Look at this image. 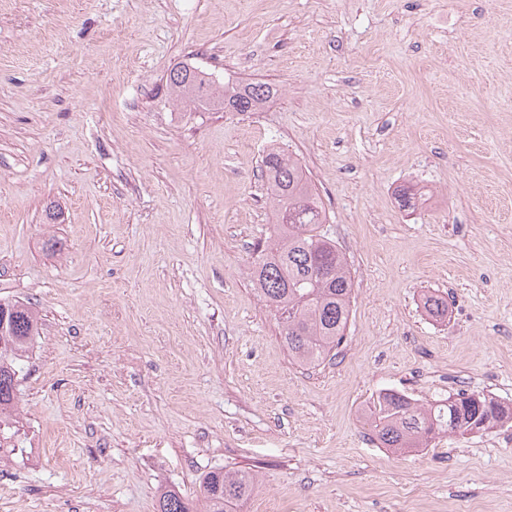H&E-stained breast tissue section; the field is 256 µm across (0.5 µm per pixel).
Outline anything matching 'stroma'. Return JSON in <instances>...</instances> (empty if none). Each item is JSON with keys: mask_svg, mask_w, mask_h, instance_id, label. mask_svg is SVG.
<instances>
[{"mask_svg": "<svg viewBox=\"0 0 512 512\" xmlns=\"http://www.w3.org/2000/svg\"><path fill=\"white\" fill-rule=\"evenodd\" d=\"M184 62L278 93L176 105ZM282 141L354 283L313 369L250 281ZM0 299L41 317L0 512H157L224 466L243 512H512V427L396 455L366 418L512 403V0H0Z\"/></svg>", "mask_w": 512, "mask_h": 512, "instance_id": "1", "label": "stroma"}]
</instances>
